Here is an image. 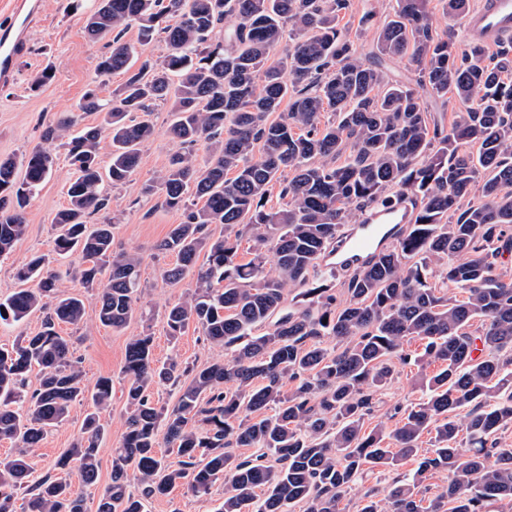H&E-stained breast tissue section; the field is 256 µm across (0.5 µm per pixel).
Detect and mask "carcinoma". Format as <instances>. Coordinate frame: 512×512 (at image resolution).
Returning <instances> with one entry per match:
<instances>
[{"label": "carcinoma", "instance_id": "obj_1", "mask_svg": "<svg viewBox=\"0 0 512 512\" xmlns=\"http://www.w3.org/2000/svg\"><path fill=\"white\" fill-rule=\"evenodd\" d=\"M429 4L396 0L365 58L339 26L347 0H99L87 17L91 38L114 34L98 76L128 78L112 100L91 90L80 105L105 113L106 124L84 126L66 142L74 177L68 206L55 218V249L80 251L82 282L104 283L96 322L123 329L137 299L140 260L113 254L112 225L89 217L108 206L103 181L121 184L138 168L155 131L156 102L170 104L171 138L206 144L209 160L199 167L191 152H178L160 186L144 188L183 215L160 244L176 257L165 279L196 272L193 291L169 310V333L175 339L194 322L210 343L231 351L195 369L176 354L157 364L150 335L127 342L125 431L98 512H143L141 498L128 492L131 470L144 485L142 498L177 484L207 494L222 478L221 512H290L296 504L339 512L365 472L399 468L417 455L425 434L433 436L432 455L384 497L366 491L358 512H489L512 502V447L499 442L512 428V370H505L512 357L499 356L512 351V275L500 268L512 249V48L492 64L480 46L435 38ZM134 23L139 41L161 35L168 46L161 62L145 60L135 71L122 41ZM219 27L224 38L217 40ZM285 37L292 45L275 60L271 52ZM404 58L416 65L414 82L389 81L386 61ZM450 93L466 107L444 125L431 119L428 99ZM285 101L288 111L269 119ZM324 112L332 119L322 121ZM76 125L75 115L50 124L43 140L63 138ZM105 134L112 150L104 166ZM52 165L49 151L34 149L19 182L16 161L0 159V255L25 234L24 208ZM275 184L286 206L267 210ZM190 195L203 205L188 203ZM398 197L412 202L411 221L394 246L344 282L341 306L328 285L307 287L352 209ZM212 224L224 225V235L212 237ZM241 225L250 227L254 254L245 264L237 262ZM45 263L35 257L19 268L16 279L36 287L0 301V324L46 311L35 335L0 345V441L19 447L0 460V512H16L20 490L25 512H85L70 472L76 463L80 482L97 481L100 413L112 404V376L87 388L57 331L84 322L86 310L61 290L58 276L44 272ZM297 286L303 291L285 305V291ZM455 289L466 296L449 294ZM260 324L267 330L256 335ZM327 337L336 349L324 346ZM414 338L424 341L415 360L404 351ZM394 358L426 359L440 369L423 377L427 400L404 410L394 430L380 422L369 428L373 392L391 380ZM35 367L38 385L29 392ZM286 379L293 382L287 391ZM163 383L179 386L171 409L152 398ZM85 398L94 411L55 460L56 474L28 484V453ZM162 427L180 457L175 467L157 453ZM461 432L466 450L457 446ZM236 448L256 452L242 457ZM429 471L448 473V486L425 506L419 484Z\"/></svg>", "mask_w": 512, "mask_h": 512}]
</instances>
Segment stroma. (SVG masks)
Masks as SVG:
<instances>
[{
  "instance_id": "obj_1",
  "label": "stroma",
  "mask_w": 512,
  "mask_h": 512,
  "mask_svg": "<svg viewBox=\"0 0 512 512\" xmlns=\"http://www.w3.org/2000/svg\"><path fill=\"white\" fill-rule=\"evenodd\" d=\"M40 20L29 31L27 48L11 82H0V159L22 160L34 148L48 146L53 156V167L47 179L31 196L25 209L27 229L11 251L0 256V297L20 287L15 278L17 268L32 256L51 255L52 273L59 276L66 293L81 298L87 313L97 307L98 291L86 287L76 274L74 258L53 257L54 226L57 213L68 204L66 190L73 176L63 142L44 143L42 131L64 116L78 113L81 124H102L100 112H79L78 107L89 89H97L101 98H112L125 77L115 74L98 77L96 66L106 39H89L84 30V7L93 0H39ZM394 0H350L340 16L344 28L361 55L373 49L377 26L391 12ZM52 68L55 77L40 89H33L34 80L45 68ZM152 120L155 134L141 149V160L136 172L123 184L106 186L109 206L92 216L95 224L113 226L115 253H132L141 259L140 288L133 305V314L125 328L115 331L99 326L90 318L87 324L61 325L60 332L73 343L75 357L80 362L86 385H94L102 375L113 381L112 404L101 414L105 436L99 447V474L96 483H74L73 489L82 496L85 512H97L98 502L111 482V463L114 448L120 444L125 431L127 406L122 373L125 347L130 337L150 333L153 355L162 361L171 353H179L184 364L197 368L226 358L224 349L206 340L201 329L189 325L178 341H171L166 327V312L195 286L193 277L172 283L163 271L175 262L174 255L159 250V243L172 225L180 223L182 214L163 208L157 196L145 195L148 184H158L168 166L171 155L181 146L168 134L171 116L169 106L156 104ZM393 371L388 386L373 395L372 421L384 422L395 428L398 422L395 409H406L420 403L424 394L417 383V368L399 360H392ZM91 405L75 403L66 421L52 428L30 459L31 480L50 474L55 459L70 448L79 434L85 415ZM430 436L419 442V454L405 461L400 470H386L368 475L340 504L342 512H356L357 504L367 488L386 492L400 473L417 469L421 456L430 454ZM224 501V484L216 482L209 494L198 497L186 486L178 485L167 495L146 501L147 512H218Z\"/></svg>"
}]
</instances>
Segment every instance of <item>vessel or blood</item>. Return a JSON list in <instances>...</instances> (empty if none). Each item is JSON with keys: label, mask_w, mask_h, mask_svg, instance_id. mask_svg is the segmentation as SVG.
Wrapping results in <instances>:
<instances>
[{"label": "vessel or blood", "mask_w": 512, "mask_h": 512, "mask_svg": "<svg viewBox=\"0 0 512 512\" xmlns=\"http://www.w3.org/2000/svg\"><path fill=\"white\" fill-rule=\"evenodd\" d=\"M38 9L37 0H15L9 22L0 26L1 81L13 77L26 49V30ZM464 33L470 43L495 49L504 39L512 37V0H477L466 16ZM410 214V208L402 202L387 209L372 206L361 223L349 227L336 249L323 256L322 266L335 271L362 266L385 247L393 230L408 223Z\"/></svg>", "instance_id": "obj_1"}]
</instances>
